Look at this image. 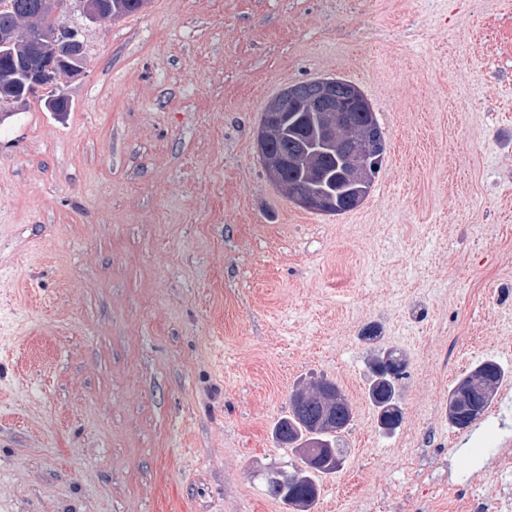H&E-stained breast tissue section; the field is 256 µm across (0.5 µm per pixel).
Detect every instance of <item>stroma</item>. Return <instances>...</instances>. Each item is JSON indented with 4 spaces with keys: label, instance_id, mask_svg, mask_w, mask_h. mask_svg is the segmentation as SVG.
<instances>
[{
    "label": "stroma",
    "instance_id": "obj_1",
    "mask_svg": "<svg viewBox=\"0 0 512 512\" xmlns=\"http://www.w3.org/2000/svg\"><path fill=\"white\" fill-rule=\"evenodd\" d=\"M61 24L87 45L64 117L0 120V512H287L265 468L297 383L353 409L314 512H448L512 456V0H149ZM355 83L385 138L355 209L267 178L266 103ZM377 326V344L362 340ZM407 363L401 426L368 396ZM505 368L469 428L448 394ZM83 376L75 388L71 380ZM505 373H506L505 370L498 362H496L493 359H487V360H484V361H481L480 363H478L476 366H474L469 372H467L464 375V377L469 375L471 377V379H474L476 381H479L480 376L491 375L494 378L495 382L497 383L496 391L492 395H484V394L480 393L482 386L480 385V382L477 383V391L474 393L477 394V397L480 400V404H481L480 416L486 411V409L489 407V405L493 401V399L497 393L498 385L502 383V381L505 377Z\"/></svg>",
    "mask_w": 512,
    "mask_h": 512
}]
</instances>
